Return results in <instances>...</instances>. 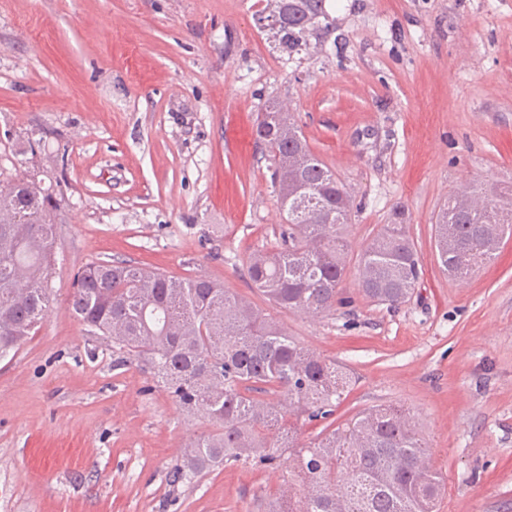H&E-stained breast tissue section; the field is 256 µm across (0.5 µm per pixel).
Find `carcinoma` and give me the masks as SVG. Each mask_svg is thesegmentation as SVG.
<instances>
[{"mask_svg": "<svg viewBox=\"0 0 512 512\" xmlns=\"http://www.w3.org/2000/svg\"><path fill=\"white\" fill-rule=\"evenodd\" d=\"M322 18L325 0H266L258 11V22L289 54ZM254 137L288 227L271 247L247 256L246 274L273 309L329 312L347 273L351 196L282 101L258 112ZM46 178L34 165L21 174L0 169V358L37 332L49 303L51 214L62 198ZM433 227L443 272L468 279L512 235V188L470 185L450 196ZM357 277L378 304L408 301L420 279L409 226L382 225L359 256ZM69 306L88 333L112 341V370L142 362L183 411L206 418L208 430L171 468V486L236 463L273 468L288 454L295 457L288 485L264 512H433L441 477L413 415L374 405L335 426L349 374L221 283L96 260L75 275ZM273 396L288 397L289 406L274 404ZM293 419L326 425L300 444Z\"/></svg>", "mask_w": 512, "mask_h": 512, "instance_id": "obj_1", "label": "carcinoma"}]
</instances>
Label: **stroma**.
<instances>
[{
    "mask_svg": "<svg viewBox=\"0 0 512 512\" xmlns=\"http://www.w3.org/2000/svg\"><path fill=\"white\" fill-rule=\"evenodd\" d=\"M256 0H0V166L42 138L61 181L53 301L0 359V512H259L287 463L178 488L204 431L152 375L72 314L92 260L204 276L267 309L246 255L283 217L252 128L280 98L353 200L351 257L405 212L422 275L391 309L355 272L333 311H275L352 374L336 409L414 415L441 473L436 512H512V237L465 281L432 224L477 179L512 185V0H326L331 26L285 58Z\"/></svg>",
    "mask_w": 512,
    "mask_h": 512,
    "instance_id": "1",
    "label": "stroma"
}]
</instances>
